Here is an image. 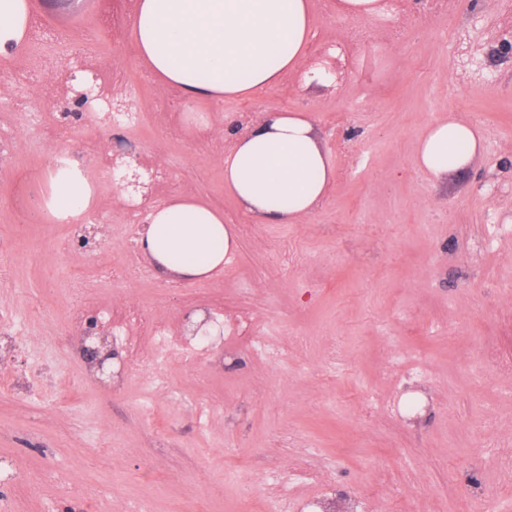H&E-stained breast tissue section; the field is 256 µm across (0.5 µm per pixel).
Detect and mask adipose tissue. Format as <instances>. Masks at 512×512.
<instances>
[{"mask_svg": "<svg viewBox=\"0 0 512 512\" xmlns=\"http://www.w3.org/2000/svg\"><path fill=\"white\" fill-rule=\"evenodd\" d=\"M30 0H0V59L21 53L28 40ZM139 56L163 85L185 98H244L276 84L284 73L324 82L307 64L313 32L311 0H137L132 20ZM482 139L455 118L429 124L415 164L442 179L472 164ZM334 177L311 119L270 112L224 157V185L256 219L296 224L312 213ZM45 209L54 223L78 222L94 202L77 161L50 170ZM136 239L160 277L192 281L223 268L235 249L222 212L190 197L151 206Z\"/></svg>", "mask_w": 512, "mask_h": 512, "instance_id": "obj_1", "label": "adipose tissue"}]
</instances>
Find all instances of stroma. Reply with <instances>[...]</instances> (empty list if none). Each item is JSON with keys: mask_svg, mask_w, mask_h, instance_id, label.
<instances>
[{"mask_svg": "<svg viewBox=\"0 0 512 512\" xmlns=\"http://www.w3.org/2000/svg\"><path fill=\"white\" fill-rule=\"evenodd\" d=\"M51 31L107 34L101 66L124 72L144 111L166 103L181 139L144 126L133 135L99 122L93 101L70 139L44 138L42 125L72 109L73 77L92 71L72 57L45 80L19 73L0 86V328L17 333L0 357V465L36 474L65 467L72 482L104 494L96 512H301L337 496L366 512H458L485 489L494 512H512V380L488 350L512 354V0H456L425 22L422 0H391L392 22L344 18L337 0H312V48L342 47L341 74L301 86L287 73L257 96L186 102L141 63L131 28L135 0H31ZM365 27L352 36V27ZM303 112L334 167V180L298 224H263L224 187V157L211 147L244 136L239 112L258 126L266 111ZM205 115L210 129L184 121ZM454 115L482 137V152L437 180L416 168L420 133ZM150 156L170 171L156 202L175 196L223 211L237 248L222 271L178 283L152 277L130 286L154 301L181 334L210 290L224 308H248L265 355L221 344L195 369L160 364L113 385L90 377L67 314L77 266L63 254L68 224L48 222L45 175L59 154L99 176L85 145ZM117 188L98 192L104 228L91 267L120 265L127 217ZM55 336L53 345L40 344ZM338 345L331 358L328 348ZM15 512H69L66 488L42 481L20 489L0 481Z\"/></svg>", "mask_w": 512, "mask_h": 512, "instance_id": "stroma-1", "label": "stroma"}]
</instances>
